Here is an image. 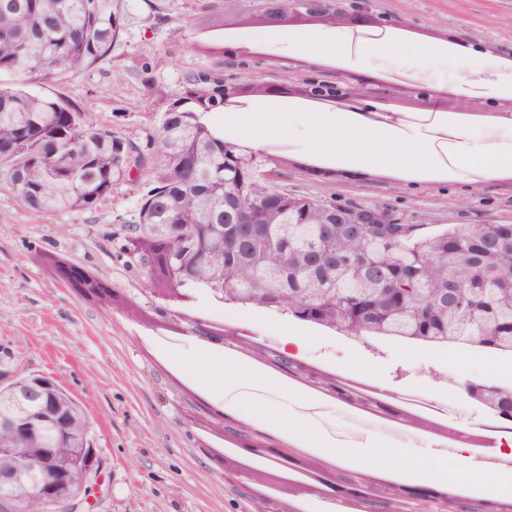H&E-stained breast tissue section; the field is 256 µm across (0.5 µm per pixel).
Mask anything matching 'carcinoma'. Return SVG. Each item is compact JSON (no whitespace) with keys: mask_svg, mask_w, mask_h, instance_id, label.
Returning a JSON list of instances; mask_svg holds the SVG:
<instances>
[{"mask_svg":"<svg viewBox=\"0 0 512 512\" xmlns=\"http://www.w3.org/2000/svg\"><path fill=\"white\" fill-rule=\"evenodd\" d=\"M121 32L119 0H0V153L17 160L11 173L17 197L33 212L91 209L121 175L113 160L170 152L180 169H149L142 195L143 224H190L209 239L226 225L224 194L237 193L265 224H245L235 247L204 245L203 261L187 254L186 287L222 284L238 289L243 305L284 307L296 320L356 341L403 339L454 343L512 355V224H455L424 233L415 224H321L322 211H301L293 194L269 185L266 157L237 155L206 117L224 111L222 84L209 88L206 111L162 117L150 148L142 150L98 128L90 113L59 95H33L31 81L55 85L109 58ZM499 424H512V387L471 380L468 397ZM330 392L365 404L358 388L337 382ZM80 414L72 426L89 429Z\"/></svg>","mask_w":512,"mask_h":512,"instance_id":"1","label":"carcinoma"}]
</instances>
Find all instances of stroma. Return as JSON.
<instances>
[{
	"label": "stroma",
	"instance_id": "obj_1",
	"mask_svg": "<svg viewBox=\"0 0 512 512\" xmlns=\"http://www.w3.org/2000/svg\"><path fill=\"white\" fill-rule=\"evenodd\" d=\"M121 33L111 56L90 69L46 88L90 112L93 121L118 138L146 145L162 114L181 94L186 77L210 70L248 95L246 112L268 108H306L304 98L252 94L255 84L289 82L301 88L312 80L337 84L368 79L366 107L390 103L403 112H453L456 81L462 74L454 53L474 50L480 71L495 75L512 90V0H335L343 15L358 14L360 25L340 24L346 38L394 40L399 54L378 56L361 72L345 68L335 53L294 50L271 40L257 24L268 0H120ZM437 49L422 84L398 79L396 70L418 49ZM267 176L274 187L341 207L384 211L401 224L432 231L449 224H512V182L478 187L447 183H400L361 179L325 165L309 169L308 157L288 145L266 150ZM148 175L121 181L92 209L33 215L19 200L8 166L0 165V345L15 354L19 373H43L84 405L90 434L102 461L88 478L89 494L78 512H254L262 485L275 468L270 459L247 466L242 451L223 461L206 455L221 444L196 398L221 407L227 424L243 416L224 402L223 391L205 389L201 374L190 372L189 352L205 343L173 326L159 325L158 303L144 272L125 251L127 227L136 223ZM74 263L112 287L110 299L87 298L62 283L57 262ZM196 314L243 330L260 347L281 349V331L295 327L292 317L264 310L263 323L244 306L214 300L197 291ZM311 342L301 365L339 377L362 374L396 394L413 387L433 389V375L457 385L482 379L512 386V359L488 356L454 344L422 345L379 340L366 345L310 326ZM249 370L239 387L259 406H288L300 421L330 440L351 428L385 442L382 411L345 406L326 391L274 372L245 350H237ZM277 374L281 387L263 378ZM257 432L277 447L297 452L305 468L336 471L335 459L290 438L279 428L252 418ZM465 492L454 512H473L484 486L496 500L512 501V469L480 476L459 475Z\"/></svg>",
	"mask_w": 512,
	"mask_h": 512
}]
</instances>
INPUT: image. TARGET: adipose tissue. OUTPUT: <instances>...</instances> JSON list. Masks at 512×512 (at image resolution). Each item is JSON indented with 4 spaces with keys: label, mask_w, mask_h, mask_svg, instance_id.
Returning <instances> with one entry per match:
<instances>
[{
    "label": "adipose tissue",
    "mask_w": 512,
    "mask_h": 512,
    "mask_svg": "<svg viewBox=\"0 0 512 512\" xmlns=\"http://www.w3.org/2000/svg\"><path fill=\"white\" fill-rule=\"evenodd\" d=\"M269 36L308 52L336 51L344 65L356 68L369 67L396 48L391 41H365L351 51L343 34L331 29L301 35L277 26ZM224 136L252 151L283 140L337 169L404 183L512 180V114L507 112H228ZM187 365L204 371L207 385L219 390L235 389L242 377L229 356L214 362L197 352ZM310 441L360 470L385 463L412 472L417 483L430 480L422 448H389L372 440L357 452L325 443L315 433Z\"/></svg>",
    "instance_id": "1"
}]
</instances>
